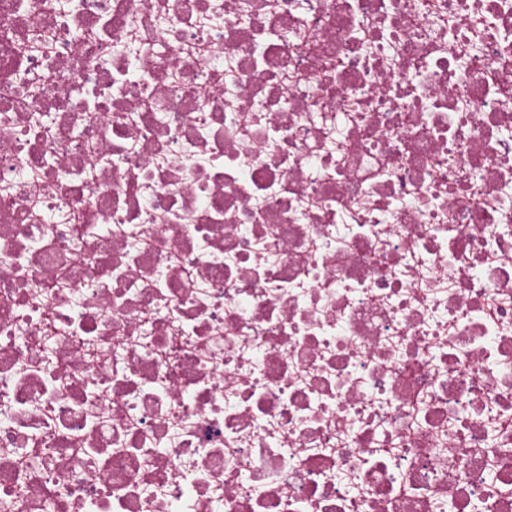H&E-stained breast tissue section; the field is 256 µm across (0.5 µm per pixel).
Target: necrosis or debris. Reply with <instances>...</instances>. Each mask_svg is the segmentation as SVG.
<instances>
[{"label": "necrosis or debris", "mask_w": 512, "mask_h": 512, "mask_svg": "<svg viewBox=\"0 0 512 512\" xmlns=\"http://www.w3.org/2000/svg\"><path fill=\"white\" fill-rule=\"evenodd\" d=\"M0 512H512V0H0Z\"/></svg>", "instance_id": "4bbe7bcc"}]
</instances>
